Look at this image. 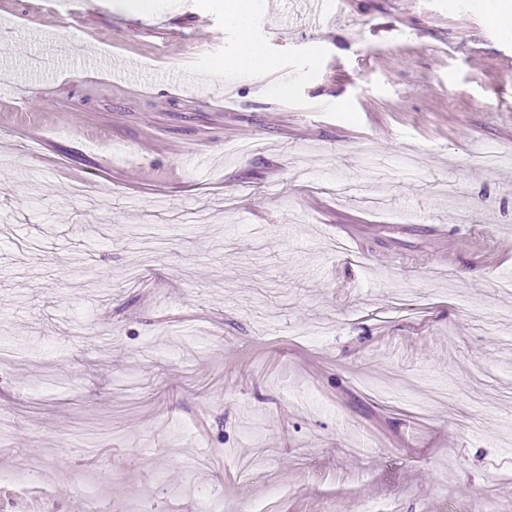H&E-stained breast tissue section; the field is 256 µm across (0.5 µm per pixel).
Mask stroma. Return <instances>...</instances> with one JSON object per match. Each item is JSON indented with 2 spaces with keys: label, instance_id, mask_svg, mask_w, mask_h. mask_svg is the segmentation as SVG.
Wrapping results in <instances>:
<instances>
[{
  "label": "stroma",
  "instance_id": "1",
  "mask_svg": "<svg viewBox=\"0 0 512 512\" xmlns=\"http://www.w3.org/2000/svg\"><path fill=\"white\" fill-rule=\"evenodd\" d=\"M251 3L0 8V512H512V33ZM224 71L262 73L271 69V64L253 44L245 42L242 49L233 57L224 59Z\"/></svg>",
  "mask_w": 512,
  "mask_h": 512
}]
</instances>
